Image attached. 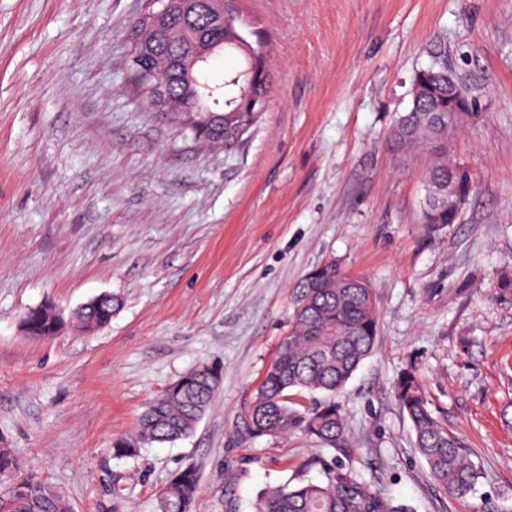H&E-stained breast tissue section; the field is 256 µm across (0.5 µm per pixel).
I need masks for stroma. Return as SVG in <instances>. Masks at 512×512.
Masks as SVG:
<instances>
[{"label": "stroma", "mask_w": 512, "mask_h": 512, "mask_svg": "<svg viewBox=\"0 0 512 512\" xmlns=\"http://www.w3.org/2000/svg\"><path fill=\"white\" fill-rule=\"evenodd\" d=\"M148 0H0V448L71 512H158L195 467L192 512H255L262 492L352 462L408 512H512V0H235L261 44L266 109L213 146L149 111L131 55ZM447 67L476 104L448 142L475 190L456 223L420 222L422 154L388 135L415 74ZM336 261L366 279L379 332L337 394L339 448L239 425L290 331L300 282ZM121 306L93 332L74 311ZM51 304L63 326L21 325ZM222 382L188 438L112 455L188 370ZM413 370L481 475L449 494L393 394ZM60 324V319L53 315V309L49 305L30 308L24 313L22 318V326L25 332L35 339L56 334Z\"/></svg>", "instance_id": "stroma-1"}]
</instances>
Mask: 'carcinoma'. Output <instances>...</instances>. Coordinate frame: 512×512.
I'll list each match as a JSON object with an SVG mask.
<instances>
[{
    "instance_id": "cac0c4a2",
    "label": "carcinoma",
    "mask_w": 512,
    "mask_h": 512,
    "mask_svg": "<svg viewBox=\"0 0 512 512\" xmlns=\"http://www.w3.org/2000/svg\"><path fill=\"white\" fill-rule=\"evenodd\" d=\"M179 0L171 32L154 41L150 62L162 64L188 53L200 37L225 39L222 49L239 53L247 70L253 58L263 53L246 49L223 34V16L213 10L210 0ZM224 85V129L238 126L251 129L265 102L254 111L240 112L241 86ZM411 108L401 115L391 129V150L406 159L419 148H436L438 161L424 175L427 188L448 187L455 167L448 165V134L454 130L456 115L448 111V71L427 67L419 70L413 82ZM456 222L448 205L424 203L421 223L432 228ZM341 268L328 262L312 269L300 284L293 313V329L281 344L276 358L266 368L254 397L249 418L241 421V434L249 438L276 437L300 431L317 443L334 447L345 433L344 418L336 393L371 354L377 334L378 316L374 297L362 288H343L337 278ZM120 306L110 294L100 295L97 304L82 307L76 313L81 327L103 328L112 321ZM61 321L53 309L41 305L28 309L22 318L27 335L39 339L56 334ZM221 383V373L202 364L187 371L165 392L150 403L141 415L138 440L141 443H167L191 435L210 410ZM324 392L328 399L311 409L300 411L292 401V391ZM395 398L410 421L416 448L425 459L438 485L451 494L464 496L475 489L479 471L464 453L463 441L442 424L429 408L413 371L404 372L395 383ZM324 480L297 485L283 484L267 488L256 512H407L402 505L373 489L348 467L321 459ZM17 468L13 452L0 448V481L12 476ZM199 487L198 472L192 467L178 470L160 493V512H191ZM4 512H70L67 501L46 484L27 479L11 486L0 497Z\"/></svg>"
}]
</instances>
